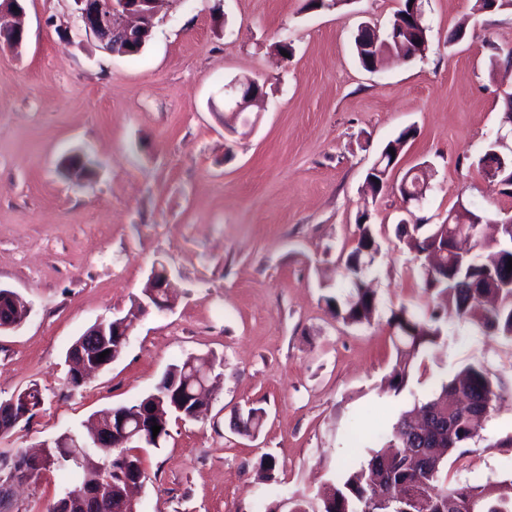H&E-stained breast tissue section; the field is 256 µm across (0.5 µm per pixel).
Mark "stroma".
Wrapping results in <instances>:
<instances>
[{"label": "stroma", "instance_id": "35a3bbf8", "mask_svg": "<svg viewBox=\"0 0 512 512\" xmlns=\"http://www.w3.org/2000/svg\"><path fill=\"white\" fill-rule=\"evenodd\" d=\"M306 0H171L136 57L104 50L77 31L75 0H22L27 39L0 50V286L30 314L0 331V401L39 385L30 423L0 434V459L53 441L98 411L135 403L171 364L215 359L222 374L201 420L171 421L158 448L138 454L139 512H290L346 468L369 459L374 436L427 401L460 368L484 364L509 391L463 456L458 483L512 477V341L448 316L444 334L394 392L391 310L427 314L413 251L399 221L438 224L458 204L495 219L512 196L479 166L505 134L503 94L512 65V9L475 0H425V56L361 68L358 27H386L399 0H349L305 10ZM464 27V39L446 36ZM286 42L290 58L272 46ZM250 77L266 98L240 116L224 86ZM388 185L365 193L378 153L404 129ZM87 153L93 176L67 177L62 159ZM434 175L404 213L398 187L410 168ZM369 210L380 244L371 285L378 308L350 325L324 294L351 292L343 259ZM171 276L169 311L140 317L120 355L80 388L66 383V352L90 326L126 315L155 262ZM265 413L259 432L234 425ZM271 455L274 481L259 462ZM71 482L50 469L18 485L14 512H49Z\"/></svg>", "mask_w": 512, "mask_h": 512}]
</instances>
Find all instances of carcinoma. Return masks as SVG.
<instances>
[{
  "label": "carcinoma",
  "mask_w": 512,
  "mask_h": 512,
  "mask_svg": "<svg viewBox=\"0 0 512 512\" xmlns=\"http://www.w3.org/2000/svg\"><path fill=\"white\" fill-rule=\"evenodd\" d=\"M420 46L413 35L398 32L393 26L384 30L367 27L358 31L354 38L355 54L366 71L371 53L389 52L409 61L419 56ZM412 137L413 130L407 128L385 145L381 151L384 159L370 174L372 195H377L388 182L393 170L392 152L403 150ZM430 172L431 168H422L413 176L404 175L403 182L413 191L424 192ZM453 213V224H434L417 242L418 252L422 253L438 231L448 227L454 229L461 223L466 225L464 235L455 241V252L448 258V281L431 279L424 268L425 290L434 294L438 303L453 307L459 318L512 339V270L507 269V263L512 259V236L503 228L497 237L488 240L483 235V225L469 223V216L474 211L468 206L462 205ZM367 219L365 212L358 217V238L345 258V269L353 290L351 299L340 309L335 295L323 296L326 305L336 310L348 324L369 321L376 308L374 289L365 287L368 268L364 267V261L366 250L379 249V243ZM387 323L401 344L391 376L392 388L399 391L408 382L410 362L442 336L443 316L436 310L427 316H419L401 307L391 311ZM212 364L214 360L208 356L189 355L170 365L155 390L125 406L126 411L133 418L144 410L172 417L175 409L170 385H176L182 394L189 395L197 389V374L204 366ZM25 391V412L29 420L42 408L44 396L36 384ZM502 391V382L492 377L484 365L465 366L453 378L441 382L433 397L420 406V410L426 411L432 428L426 432L406 430L411 413H403L391 433L385 436L389 450L377 452L359 467L339 475L336 484L323 498L319 512H398L401 503L388 498L389 491L397 488L418 493L419 502L412 512H460L459 507L469 501L477 502L481 512H512V498L497 495L495 483L448 486V474L445 473L448 458L474 439L489 420L483 413L481 401L495 403ZM97 433L98 428L94 426L86 436L78 431L66 432L54 442L52 451L58 468L82 469L89 473V477L66 487L64 493L84 490L105 469L112 478L113 495L120 496L125 491V471H142L139 457L130 449L104 444L84 449L78 462L71 460L69 441L72 437L94 444Z\"/></svg>",
  "instance_id": "1"
}]
</instances>
